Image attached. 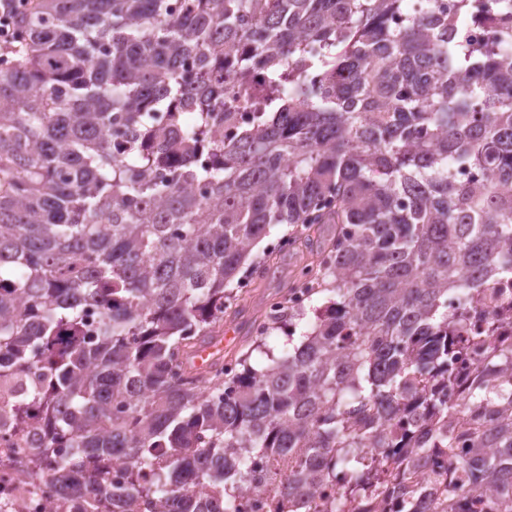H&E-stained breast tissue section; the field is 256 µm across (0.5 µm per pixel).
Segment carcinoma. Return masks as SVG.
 <instances>
[{"instance_id": "obj_1", "label": "carcinoma", "mask_w": 512, "mask_h": 512, "mask_svg": "<svg viewBox=\"0 0 512 512\" xmlns=\"http://www.w3.org/2000/svg\"><path fill=\"white\" fill-rule=\"evenodd\" d=\"M37 0L0 64V351L40 372L8 421L50 494L207 512L224 489L302 512H512V346L448 413L469 302L512 276V0ZM494 21L483 40L469 33ZM263 100L230 138V106ZM202 153L206 167L196 165ZM480 182L458 178L463 169ZM279 224L335 295L266 315L225 377L203 345ZM101 311L97 334L86 312ZM269 364L257 369L254 352ZM127 468L112 488L58 462ZM445 454L462 474L434 479ZM252 457L288 463L255 479Z\"/></svg>"}]
</instances>
